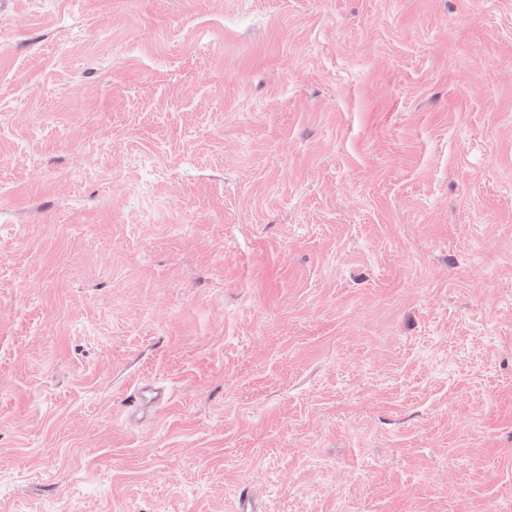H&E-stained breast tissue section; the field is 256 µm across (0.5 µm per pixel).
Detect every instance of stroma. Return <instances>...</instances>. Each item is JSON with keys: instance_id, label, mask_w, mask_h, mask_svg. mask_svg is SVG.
<instances>
[{"instance_id": "stroma-1", "label": "stroma", "mask_w": 512, "mask_h": 512, "mask_svg": "<svg viewBox=\"0 0 512 512\" xmlns=\"http://www.w3.org/2000/svg\"><path fill=\"white\" fill-rule=\"evenodd\" d=\"M245 482L512 512V0H0V512ZM162 399L163 393L156 388L149 385L140 386L129 397L127 402L129 409L127 413L130 416H136L140 413H144Z\"/></svg>"}]
</instances>
